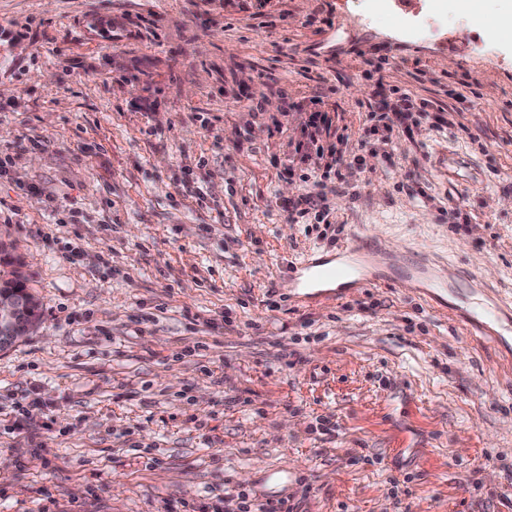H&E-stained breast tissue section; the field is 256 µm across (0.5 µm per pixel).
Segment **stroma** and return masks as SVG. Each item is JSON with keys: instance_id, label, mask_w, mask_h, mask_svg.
I'll return each mask as SVG.
<instances>
[{"instance_id": "35a3bbf8", "label": "stroma", "mask_w": 512, "mask_h": 512, "mask_svg": "<svg viewBox=\"0 0 512 512\" xmlns=\"http://www.w3.org/2000/svg\"><path fill=\"white\" fill-rule=\"evenodd\" d=\"M380 84L434 103L386 144ZM315 96L335 235L286 211ZM354 234L381 280L296 302L286 267ZM1 241L42 317L0 351V512H512V335L460 319L477 277L512 320V40L481 0H0ZM399 271L402 278L416 283L421 288H425L430 296L438 294L437 289L447 287L446 284H443L434 277L425 259L412 257L404 263L403 269ZM236 492V493H234ZM224 511L225 512H293V508L288 507V500H280L276 503L265 502L257 503L255 499H250L249 495L236 491V489H224Z\"/></svg>"}]
</instances>
